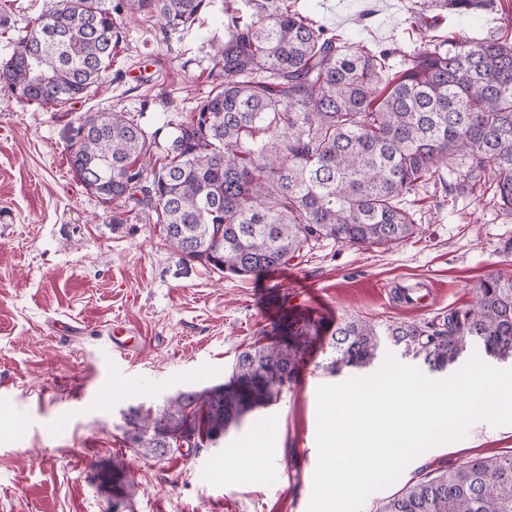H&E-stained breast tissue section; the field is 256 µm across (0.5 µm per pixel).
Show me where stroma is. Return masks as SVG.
<instances>
[{
  "label": "stroma",
  "mask_w": 512,
  "mask_h": 512,
  "mask_svg": "<svg viewBox=\"0 0 512 512\" xmlns=\"http://www.w3.org/2000/svg\"><path fill=\"white\" fill-rule=\"evenodd\" d=\"M45 0L0 6V59L43 10ZM319 25L358 41L412 52L429 14L409 0H296ZM224 0L187 29L162 34L157 17L128 24L112 68L87 98L64 109L21 103L0 90V512H308L316 444L317 389L370 376L386 355L432 379L423 357L381 344L368 368L330 372L336 326L358 317L378 325L421 323L469 307L480 280L512 267V216L490 195L421 186L412 209L418 234L388 247L315 242L303 257L249 277L227 276L184 258L152 209L113 221L68 164L72 129L86 113L123 110L146 132L185 120L211 89L223 46ZM429 285V306L396 298ZM293 313L319 323L295 382L279 400L248 413L223 441L171 449L156 461L131 441L129 406L162 408L177 389L227 381L239 352L268 342ZM80 322L84 333L57 331ZM131 339L125 360L103 341L112 325ZM264 459L236 465L256 430ZM512 451V425L474 423L464 439L431 448L394 485L373 492L376 512L396 489L476 458ZM121 464L132 483L121 501L103 475Z\"/></svg>",
  "instance_id": "35a3bbf8"
}]
</instances>
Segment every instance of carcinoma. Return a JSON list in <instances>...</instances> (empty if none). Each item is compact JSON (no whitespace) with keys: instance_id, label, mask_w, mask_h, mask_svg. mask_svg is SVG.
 <instances>
[{"instance_id":"cac0c4a2","label":"carcinoma","mask_w":512,"mask_h":512,"mask_svg":"<svg viewBox=\"0 0 512 512\" xmlns=\"http://www.w3.org/2000/svg\"><path fill=\"white\" fill-rule=\"evenodd\" d=\"M32 28L0 62V84L19 102L65 107L112 66L122 25L150 13L165 34L190 25L206 0H46ZM448 16L495 11L500 0H417ZM229 37L215 58L218 91L167 124L160 161L129 112H91L72 129L69 164L103 203L150 207L166 240L227 276L258 274L330 238L387 247L416 233L407 197L444 181L453 157L470 181L490 171L492 196L512 215V9L493 37L427 40L403 56L316 26L295 0H224ZM275 327L281 339L238 353L224 395L179 391L156 414L127 410L133 443L163 460L165 434L218 441L275 402L297 374L316 324ZM435 368L467 345L512 356V272H494L467 309L420 324L345 319L327 368L363 369L381 339ZM125 494L127 474L104 473ZM377 512H512V453L478 458L404 486Z\"/></svg>"}]
</instances>
